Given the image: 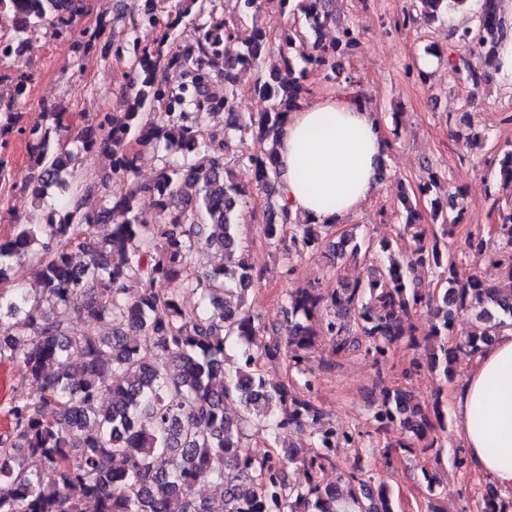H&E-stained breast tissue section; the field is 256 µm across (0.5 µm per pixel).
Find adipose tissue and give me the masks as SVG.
<instances>
[{"instance_id": "1", "label": "adipose tissue", "mask_w": 512, "mask_h": 512, "mask_svg": "<svg viewBox=\"0 0 512 512\" xmlns=\"http://www.w3.org/2000/svg\"><path fill=\"white\" fill-rule=\"evenodd\" d=\"M277 151L282 205L334 224L379 191L389 144L378 114L345 96L294 112ZM450 400L468 466L512 492V327L473 358Z\"/></svg>"}]
</instances>
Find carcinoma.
I'll return each instance as SVG.
<instances>
[{"label": "carcinoma", "instance_id": "1", "mask_svg": "<svg viewBox=\"0 0 512 512\" xmlns=\"http://www.w3.org/2000/svg\"><path fill=\"white\" fill-rule=\"evenodd\" d=\"M468 0H416L428 23L461 9ZM257 0H244L236 16L217 15L215 0H173L161 11L160 0H145L144 10L125 38L101 42L107 22L77 29L83 0H0V60L19 59L28 30L46 24L54 36H68L75 50L100 51L131 63L132 77L120 110L87 119L67 138L66 113L43 108L29 125L20 111L33 72L0 73V143L15 133L27 135L30 176L10 188L28 192L33 208L25 220L0 236V360L20 371L33 394L12 400L11 434L0 439V512H211L195 496L209 483L224 512H336L349 500L358 512H395L390 491L365 477L362 459L340 472L336 484L321 481L326 467L339 468L336 448L356 438L345 428L323 421L311 396V353L328 348L339 356L362 352L383 372L387 354L405 342L425 346L431 369L451 378L460 357H471L491 343L512 319V207L498 210L499 251L471 248L474 260L504 269V280L486 284L473 275L455 276L456 257L447 239L458 218L434 198L440 188L435 172L419 179L413 196L400 202L411 233L410 254L380 266L370 247L346 235L351 253L368 267L365 279L324 294L297 289L285 294L284 324L265 325L247 303L255 264L242 245L239 223L248 187L239 183L224 157L248 167L257 189L267 192L263 235L270 245L291 242L286 256L299 257L331 236L330 224L293 220L278 203L277 141L291 112L305 98V70L293 65L298 51L306 66L334 67L338 51L353 55L360 42L340 20L335 0H280L293 17L271 30L255 26L239 41L236 31ZM333 25L336 40L324 43L321 30ZM142 27L157 35L151 44L138 36ZM317 36L305 52L308 33ZM502 0H482L478 27L458 34L467 47L448 67L465 79L485 78L489 64L508 40ZM257 70L252 91L269 102L263 112L235 111L241 93L238 71ZM171 72L182 76L168 83ZM224 113V125L208 117ZM257 145L246 146L247 136ZM70 140L74 148L62 142ZM162 150L161 165L149 184L137 180L138 149ZM103 155L126 187L108 191L87 182L78 160ZM498 186L512 188V150L504 152ZM55 203L47 204L48 196ZM430 202L438 229L422 223L416 203ZM151 209L156 221L143 224ZM112 222L100 238L96 226ZM204 243L235 257L200 272L193 255ZM84 257L82 263L75 256ZM30 260L39 296L10 284L11 267ZM440 270L446 287L427 288L415 271ZM139 284L127 294L128 283ZM200 293L192 306L183 292ZM87 297L78 318L87 330L71 328L72 301ZM433 307L435 322L419 329L413 314ZM475 311L477 325L464 340L448 346L454 312ZM111 332L103 334L99 326ZM285 355L288 371L304 377L271 385L260 362ZM112 405L106 408L102 400ZM235 398L242 414L229 418L225 402ZM440 397L424 401L400 387H384L372 416L380 435L400 426L409 438L399 445L409 455L430 451L441 464L445 428ZM312 428L310 447L275 448L261 455L241 452L253 427L276 436L288 427ZM304 471L293 483L288 470ZM482 512H512V500L492 483L484 486Z\"/></svg>", "mask_w": 512, "mask_h": 512}]
</instances>
